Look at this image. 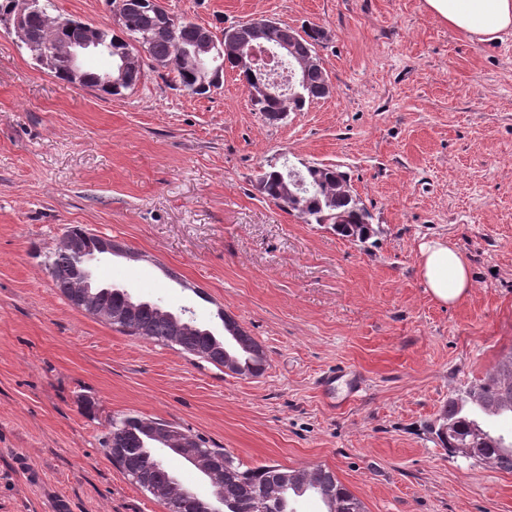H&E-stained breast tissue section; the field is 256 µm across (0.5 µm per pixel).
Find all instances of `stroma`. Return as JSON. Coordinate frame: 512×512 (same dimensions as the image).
Segmentation results:
<instances>
[{
	"label": "stroma",
	"mask_w": 512,
	"mask_h": 512,
	"mask_svg": "<svg viewBox=\"0 0 512 512\" xmlns=\"http://www.w3.org/2000/svg\"><path fill=\"white\" fill-rule=\"evenodd\" d=\"M214 33L315 24L334 91L278 123L241 77L192 96L159 73L112 98L42 69L0 25V512H165L112 465V416L162 419L254 468L322 465L365 512H512V472L429 431L512 354V34L449 30L425 0H166ZM336 165L370 211L360 244L263 197L260 170ZM119 242L97 274L266 356L240 375L75 309L46 269L70 227ZM448 239L473 288L427 292ZM364 379L331 404L317 380ZM36 470L30 478L28 470ZM420 273L434 300L456 303L473 288L470 265L464 255L447 240H431L420 247Z\"/></svg>",
	"instance_id": "obj_1"
}]
</instances>
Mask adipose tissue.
Wrapping results in <instances>:
<instances>
[{
	"mask_svg": "<svg viewBox=\"0 0 512 512\" xmlns=\"http://www.w3.org/2000/svg\"><path fill=\"white\" fill-rule=\"evenodd\" d=\"M431 14L458 34L481 41L512 31V0H426ZM420 273L434 300L453 304L472 286L470 265L448 241L436 239L420 247Z\"/></svg>",
	"mask_w": 512,
	"mask_h": 512,
	"instance_id": "obj_1",
	"label": "adipose tissue"
}]
</instances>
